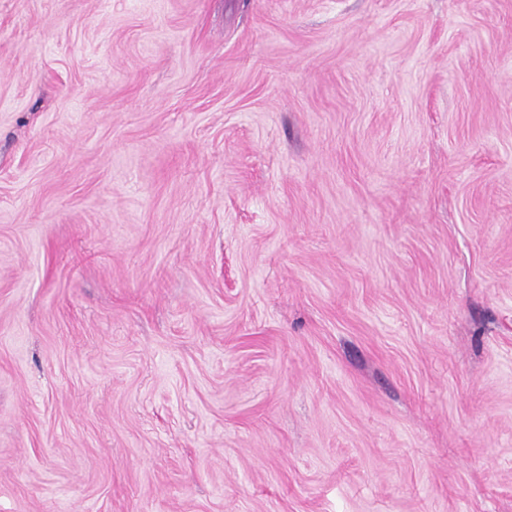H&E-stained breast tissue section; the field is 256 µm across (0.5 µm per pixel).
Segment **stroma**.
<instances>
[{"label": "stroma", "instance_id": "35a3bbf8", "mask_svg": "<svg viewBox=\"0 0 512 512\" xmlns=\"http://www.w3.org/2000/svg\"><path fill=\"white\" fill-rule=\"evenodd\" d=\"M0 512H512V0H0Z\"/></svg>", "mask_w": 512, "mask_h": 512}]
</instances>
